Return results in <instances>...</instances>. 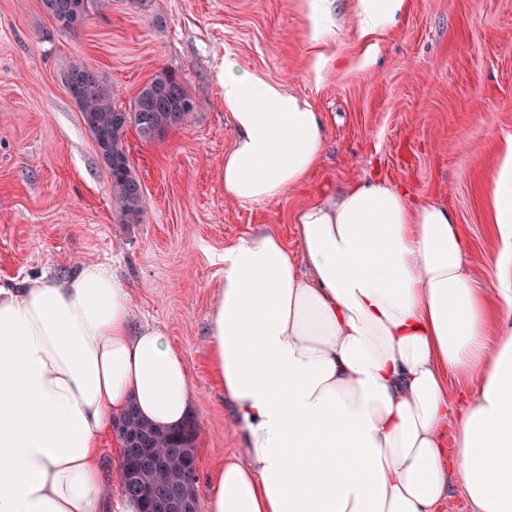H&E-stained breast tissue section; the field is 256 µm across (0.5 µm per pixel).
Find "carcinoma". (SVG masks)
Returning a JSON list of instances; mask_svg holds the SVG:
<instances>
[{"label": "carcinoma", "mask_w": 512, "mask_h": 512, "mask_svg": "<svg viewBox=\"0 0 512 512\" xmlns=\"http://www.w3.org/2000/svg\"><path fill=\"white\" fill-rule=\"evenodd\" d=\"M88 3L89 0H42V8L58 29L76 31L86 23ZM90 72L92 69L83 64L73 63L65 74V83L99 152L109 160L115 223L140 224L145 214L143 190L132 171L124 134L132 126L142 139L150 141L169 129L186 127L192 121L195 102L181 79L161 71L125 109L116 105L111 85L100 74H95L92 87L85 86ZM118 424L117 436L128 448L127 461L138 470L135 483L121 485L122 491L136 497L147 490L149 512H172L167 504L179 491L173 467L195 458L196 421L190 418L179 428L163 430L131 409Z\"/></svg>", "instance_id": "1"}]
</instances>
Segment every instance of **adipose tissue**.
Wrapping results in <instances>:
<instances>
[{
	"instance_id": "ef3b65f1",
	"label": "adipose tissue",
	"mask_w": 512,
	"mask_h": 512,
	"mask_svg": "<svg viewBox=\"0 0 512 512\" xmlns=\"http://www.w3.org/2000/svg\"><path fill=\"white\" fill-rule=\"evenodd\" d=\"M406 7L356 0L363 35ZM221 86L237 130L225 196L261 205L304 185L320 112L231 59ZM488 193L511 311L495 326L454 214L383 179L300 210L298 250L271 231L225 248L209 355L247 459L218 468L208 512H438L452 476L474 512H512V141ZM452 377L471 382L454 406ZM196 399L181 354L135 327L110 268L0 284V512H140L105 482L101 440L128 406L175 428Z\"/></svg>"
}]
</instances>
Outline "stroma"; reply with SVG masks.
I'll list each match as a JSON object with an SVG mask.
<instances>
[{"label":"stroma","instance_id":"stroma-1","mask_svg":"<svg viewBox=\"0 0 512 512\" xmlns=\"http://www.w3.org/2000/svg\"><path fill=\"white\" fill-rule=\"evenodd\" d=\"M303 0H90L85 25L59 30L41 0H0V283L72 277L104 264L133 293L136 325L162 330L198 394V500L224 459L244 457L233 407L209 366L208 320L225 246L272 230L296 246V213L320 192L380 176L456 216L464 269L492 318L496 238L487 183L512 140V0H409L390 28L362 35L355 0H329L314 34ZM308 96L327 136L299 191L266 205L224 195L236 130L224 109L225 58ZM323 68H316L319 58ZM96 69L126 106L168 70L196 102L190 127L152 141L128 129L144 189L139 224L116 223L110 174L65 85Z\"/></svg>","mask_w":512,"mask_h":512}]
</instances>
